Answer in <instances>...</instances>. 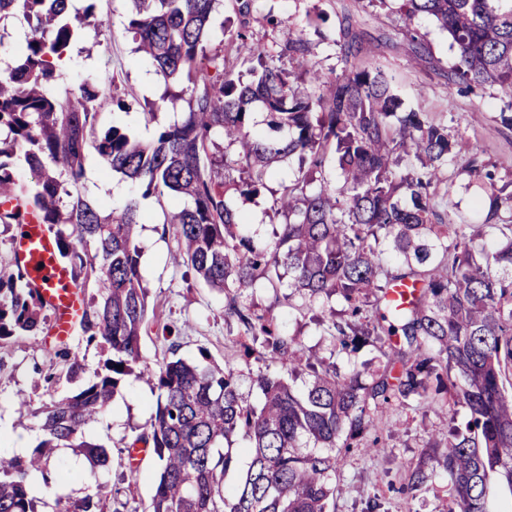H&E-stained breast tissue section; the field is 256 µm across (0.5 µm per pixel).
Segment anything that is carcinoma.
Here are the masks:
<instances>
[{
	"mask_svg": "<svg viewBox=\"0 0 512 512\" xmlns=\"http://www.w3.org/2000/svg\"><path fill=\"white\" fill-rule=\"evenodd\" d=\"M126 32L137 53L164 83L187 97L182 121L159 128L144 144L124 128L98 127L102 109L127 112L137 99L88 77L52 94L54 59L78 38L82 16L72 0H0V21L22 17L29 32L0 49L13 64L0 70V192L17 200L0 210L1 224L37 216L55 241L59 259L84 288L94 283L79 325L87 344L111 352L96 380L72 396L34 413L43 439L27 458L0 452V512H35L32 473H44L58 448H73L94 478L112 469V455L85 438V427L109 407L122 377L140 357V341L160 321L158 306L139 272L136 229L146 217L137 198L119 209L88 201L81 183L94 152L142 195L169 192L180 200L165 213L175 226L181 261L205 284L225 294L224 313L235 317L263 356L293 374L302 363L299 342L274 318L240 301L261 278L291 275L290 287L311 298L334 296L346 317L331 321L336 344L347 356L366 346L380 354L368 372L342 371L335 360L309 362L312 381L293 392L280 375L263 374L261 405L244 403L234 370L182 359L139 375L159 390L150 432L161 467L146 512H331L336 449L380 444L370 437L374 417L394 403L428 407L446 394L470 412L465 432L409 475L410 497L428 489L429 470L449 476L448 512H487L486 489L496 473L512 486V194L503 197L496 174L479 160L480 146L448 139L447 128L426 113L402 112L392 79L362 64L365 34L350 17L339 21L336 47L342 73L326 81L304 71L311 90L295 92L283 57L308 52L303 33L286 20L263 17L288 29L278 56L253 40L256 0H229L237 26L224 31V48L210 53L212 15L224 0H127ZM405 36L426 51L412 22L433 18L457 48L451 84L471 89L495 83L512 92V0H398ZM273 135L256 129L254 107ZM235 148L218 156L215 138ZM295 156L294 176L281 182L271 206L284 218L267 246L237 232L244 216L225 203L230 191L257 193L278 176L274 164ZM333 163L343 179L335 189L326 173ZM463 163L490 186L481 226L503 241L488 245L471 224H451L435 201L439 175ZM31 172L26 188L18 164ZM47 316L37 294L15 268H0V343L36 336ZM57 355L70 378L83 370L76 355ZM123 369H117V366ZM241 432L251 442V462L239 486L225 475L236 458L221 445ZM131 487L109 482L79 500L57 499V512H127Z\"/></svg>",
	"mask_w": 512,
	"mask_h": 512,
	"instance_id": "carcinoma-1",
	"label": "carcinoma"
}]
</instances>
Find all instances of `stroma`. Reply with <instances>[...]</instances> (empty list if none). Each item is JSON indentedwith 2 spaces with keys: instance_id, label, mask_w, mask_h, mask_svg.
I'll return each mask as SVG.
<instances>
[{
  "instance_id": "stroma-1",
  "label": "stroma",
  "mask_w": 512,
  "mask_h": 512,
  "mask_svg": "<svg viewBox=\"0 0 512 512\" xmlns=\"http://www.w3.org/2000/svg\"><path fill=\"white\" fill-rule=\"evenodd\" d=\"M90 5L103 25L84 29L72 43L58 68L59 78L53 89L60 92L75 87L90 76L103 81L109 75H119L121 91L133 94L138 103L127 113L102 110L98 124L106 128L116 123L141 140H151L159 126L181 119L188 110L187 104L181 99L170 100L156 116L144 114L142 100L161 99L166 86L134 51L135 45L126 32L127 0L74 2L75 9L81 11ZM257 5L260 18L252 24L255 40L283 41V34H272L262 20L267 13L279 14L291 28L303 31L310 44V65L327 78L339 74L343 67L334 44L336 18L351 14L367 34L369 62L392 76L404 109L425 112L435 124L447 127L450 139L477 143L482 149L481 161L495 171L497 178L512 180V129L499 120L508 98L495 84L464 93L448 83L446 74L457 61V50L434 19L421 17L413 22L427 42L424 58L418 59L400 33L403 22L398 14L378 4L369 5L367 0H258ZM317 11L324 13V22L316 27L308 25V14ZM448 180L452 184L449 219L454 223H475L473 201L482 195V188L459 167L449 168ZM82 184L86 197L111 206L121 205L138 193L131 182L113 173L94 155L87 159ZM278 188V180H273L258 194L234 193L229 197L234 210L249 216L244 233L257 246L273 240L269 207ZM140 205L151 217L150 223L137 227L140 272L151 302L164 311L160 323L151 325L141 339L143 363L155 368L177 356L189 362L230 363L244 403L260 405L262 394L256 378L262 373L279 372V365L257 353L247 356L240 352L239 327L234 318L224 314L223 293L206 286L186 265L173 261L176 235L165 222L164 206L153 195L141 199ZM243 301L276 318L289 334L297 337L307 356H332L341 367L351 360L336 354V341L328 331L331 320L343 308L340 299L305 302L293 294L284 278L274 285L259 280L255 288L245 292ZM166 325L172 328V335L163 334ZM63 347L78 353L84 365L83 373L72 381L65 378L56 356ZM108 356L106 347L86 344L77 330L64 342L47 329L36 336L15 338L0 348V451L11 453V440L15 437L26 439L31 449L42 440L30 413L47 399L45 374L59 375L57 397L70 396L94 381ZM158 395L151 382L127 376L107 411L85 429L87 438L111 449L113 476H120L130 464H137L140 476L129 505L140 510L149 504L154 493L160 461L152 448H145L134 460L130 459L129 450L137 436L148 432ZM468 419L467 408L459 406L451 412L439 404L426 408L392 407L379 413L374 431L381 438V451L355 448L336 455L338 492L331 505L333 512H368L367 505L373 499L380 503L378 512H448L449 477L444 469L434 471L430 490L417 498H405L399 489L419 463L446 453L449 427H465ZM48 470L51 485L41 484L32 490L37 512H55L57 498L79 499L96 490L97 483L88 474L85 458L73 449H63L51 460Z\"/></svg>"
}]
</instances>
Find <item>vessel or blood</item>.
<instances>
[{"label":"vessel or blood","instance_id":"vessel-or-blood-1","mask_svg":"<svg viewBox=\"0 0 512 512\" xmlns=\"http://www.w3.org/2000/svg\"><path fill=\"white\" fill-rule=\"evenodd\" d=\"M15 263L54 316L53 333L66 340L84 311L81 289L56 257L55 244L37 218H28L14 242Z\"/></svg>","mask_w":512,"mask_h":512}]
</instances>
